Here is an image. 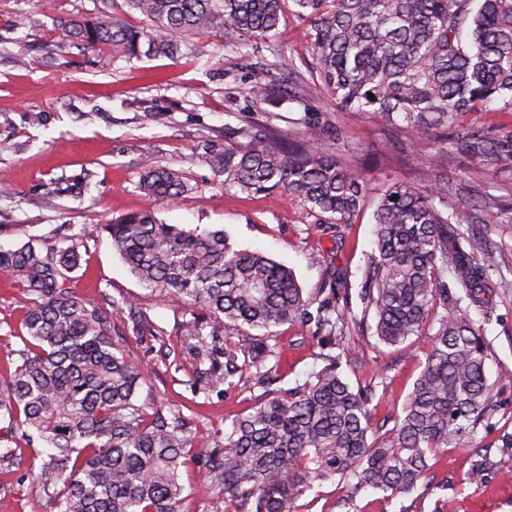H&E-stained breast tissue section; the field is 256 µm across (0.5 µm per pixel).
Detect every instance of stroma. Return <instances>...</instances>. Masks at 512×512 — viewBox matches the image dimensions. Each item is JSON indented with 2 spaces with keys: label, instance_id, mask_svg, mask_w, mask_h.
Here are the masks:
<instances>
[{
  "label": "stroma",
  "instance_id": "stroma-1",
  "mask_svg": "<svg viewBox=\"0 0 512 512\" xmlns=\"http://www.w3.org/2000/svg\"><path fill=\"white\" fill-rule=\"evenodd\" d=\"M94 11L95 0H0V245L37 238L64 247L69 235H81V266L69 286L84 302L113 308V343L146 372L140 402L189 418L198 442L187 449L181 469L182 510L216 512L217 490L209 478L216 439L266 391L302 385L323 367L325 331L313 320L275 328L269 341L278 346L281 363L269 386L250 378L233 387L199 386L200 365L181 329L200 309L141 285L113 251L104 224L149 206L169 224L223 226L238 246L265 251L292 268L305 295L317 296L329 270L346 271L351 291L335 305L358 313L373 248L371 210L332 231L280 191L246 198L225 190L223 177L208 164L210 153L224 147L225 126L259 122L286 134L296 131L304 113H314L330 132L328 145L337 157L366 163L372 202L388 183L423 188L444 168L453 181L449 204L490 194L510 205L512 174L459 150L443 154L441 131L391 129L366 114L342 110L325 94L299 101L284 94L271 101L252 98L248 89L271 62L272 49L301 70L312 60L306 24L296 15L281 23L269 48L238 53L213 35L201 58L185 47L172 58H127L62 42L63 18ZM147 157L179 172L188 191L174 201H148L139 188ZM50 189L57 198L48 208L43 198ZM27 303L25 284L0 274L2 372L20 345ZM492 305L487 337L496 407L487 426L449 447L432 469V483L410 495L391 500L367 490L351 507L336 485L327 483L302 512H434L446 501L454 512H512V448L503 445L512 436V266L502 269ZM374 324L370 317L349 325L350 354L342 371L353 383H384L372 405L379 425L400 410L411 391L433 329L411 337L414 353L408 356L380 343ZM167 348L175 351L176 363L165 362ZM484 451L494 469L485 482L467 483L472 458ZM41 464L37 449L24 441L0 443V512H59L56 498L37 484Z\"/></svg>",
  "mask_w": 512,
  "mask_h": 512
}]
</instances>
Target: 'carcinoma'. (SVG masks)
<instances>
[{
  "instance_id": "carcinoma-1",
  "label": "carcinoma",
  "mask_w": 512,
  "mask_h": 512,
  "mask_svg": "<svg viewBox=\"0 0 512 512\" xmlns=\"http://www.w3.org/2000/svg\"><path fill=\"white\" fill-rule=\"evenodd\" d=\"M126 2L149 21L147 29L130 26L104 0L93 16L62 21V40L128 57L139 55L145 41L147 53L172 58L176 39L190 35L204 56L199 40L212 32L221 33L229 49L253 39L270 43L294 6L308 22L311 77L303 79L293 60L276 50L272 66L309 95L325 91L346 111L390 123L397 117L418 132L453 125L486 103L512 112V0ZM301 134L287 138L263 124L227 127L224 150L210 154L209 164L228 189L247 195L280 190L326 224L356 223L367 199L365 171L336 161L321 144L325 131L318 125L302 122ZM239 137L248 142L236 143ZM456 145L512 173V136L493 139L473 129ZM140 187L151 198L175 200L187 183L146 161ZM449 192L446 170L424 190L394 182L372 213L375 248L367 262L364 313H375L374 335L405 349L424 326L435 328L393 426L373 434L377 384L352 388L339 371L340 356L332 357L305 384L232 420L215 442L220 456L211 462L210 478L224 512H299V501L316 483L342 484L352 497L368 489L408 495L429 479L448 446L489 420L492 347L485 324L496 288L490 272L508 259L458 228L474 223L472 212L496 205L495 199L450 206ZM103 229L141 283L206 311L208 320L185 323L184 336L196 355L210 360L208 384L237 375L264 384L277 371L279 349L245 335L247 327L269 333L315 319L329 328L327 345L348 354L331 314L340 321L356 318L354 312L304 296L286 265L237 247L224 229L167 224L150 208ZM79 239L71 235L66 248L38 240L0 248V272L20 279L29 295L21 345L12 351L14 370L0 380V441L18 434L27 444L38 438L52 449L37 479L58 497L59 512H181L180 468L196 434L178 412L146 413L137 397L144 373L113 344L112 312L71 291ZM348 290L339 271L321 288L333 296ZM472 308L482 319L471 317ZM492 466L488 455H478L469 479L485 481Z\"/></svg>"
}]
</instances>
